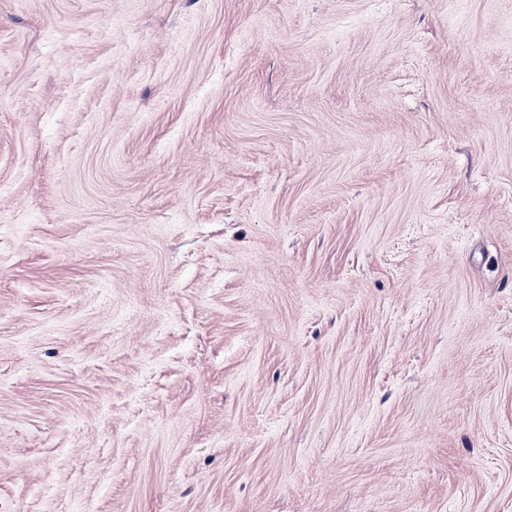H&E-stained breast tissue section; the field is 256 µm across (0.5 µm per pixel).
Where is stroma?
Wrapping results in <instances>:
<instances>
[{"label": "stroma", "instance_id": "1", "mask_svg": "<svg viewBox=\"0 0 512 512\" xmlns=\"http://www.w3.org/2000/svg\"><path fill=\"white\" fill-rule=\"evenodd\" d=\"M0 512H512V0H0Z\"/></svg>", "mask_w": 512, "mask_h": 512}]
</instances>
